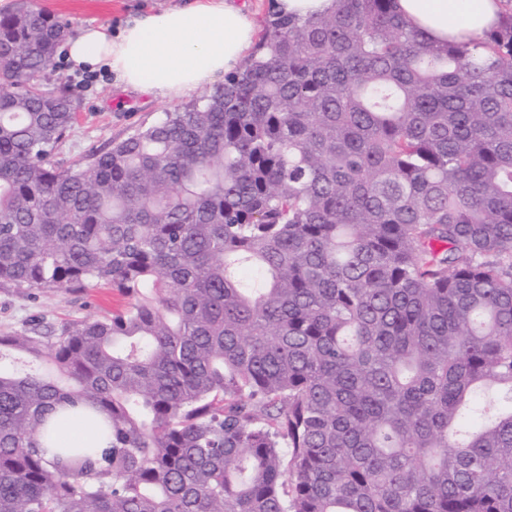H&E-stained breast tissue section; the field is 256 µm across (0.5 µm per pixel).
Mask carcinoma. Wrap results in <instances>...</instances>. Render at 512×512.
Listing matches in <instances>:
<instances>
[{
    "label": "carcinoma",
    "mask_w": 512,
    "mask_h": 512,
    "mask_svg": "<svg viewBox=\"0 0 512 512\" xmlns=\"http://www.w3.org/2000/svg\"><path fill=\"white\" fill-rule=\"evenodd\" d=\"M334 2L67 168L70 24L0 12V283L125 299L0 335V512H512V0ZM397 9L413 26L438 42L462 41L499 23L501 0H397ZM60 440L75 448L105 447L98 442L94 428L82 420H71L62 425L59 433ZM95 445V446H90Z\"/></svg>",
    "instance_id": "carcinoma-1"
}]
</instances>
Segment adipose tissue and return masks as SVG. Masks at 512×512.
Wrapping results in <instances>:
<instances>
[{"instance_id": "adipose-tissue-1", "label": "adipose tissue", "mask_w": 512, "mask_h": 512, "mask_svg": "<svg viewBox=\"0 0 512 512\" xmlns=\"http://www.w3.org/2000/svg\"><path fill=\"white\" fill-rule=\"evenodd\" d=\"M413 26L439 42L462 41L496 27L501 0H397ZM252 18L233 0H189L127 21L115 34L90 25L68 38L72 69L109 68L119 85L168 99L222 82L251 55Z\"/></svg>"}]
</instances>
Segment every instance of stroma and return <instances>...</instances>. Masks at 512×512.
I'll list each match as a JSON object with an SVG mask.
<instances>
[{
  "label": "stroma",
  "instance_id": "1",
  "mask_svg": "<svg viewBox=\"0 0 512 512\" xmlns=\"http://www.w3.org/2000/svg\"><path fill=\"white\" fill-rule=\"evenodd\" d=\"M176 0H30L33 8L67 20L72 30L90 24L121 28L132 15L150 8L174 5ZM81 72L71 71L64 54H57L46 83L65 89L78 107V121L57 145L54 160L69 167L92 150L122 140L139 127L153 123L162 113L176 109V102L139 93L115 84L98 71L91 84L81 86ZM117 298L108 288L78 292L58 290L29 294L0 285V335L15 332L33 321L44 332L64 323L107 315Z\"/></svg>",
  "mask_w": 512,
  "mask_h": 512
}]
</instances>
